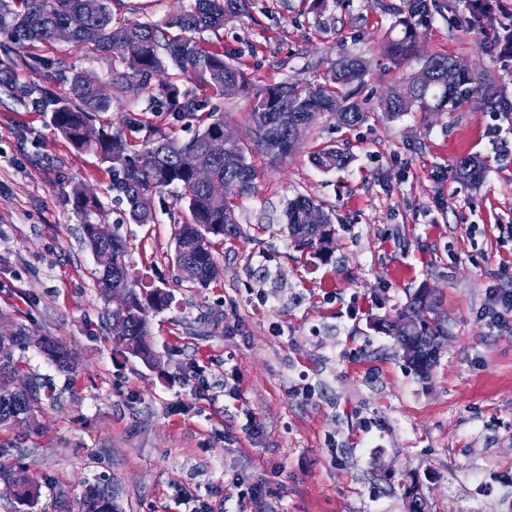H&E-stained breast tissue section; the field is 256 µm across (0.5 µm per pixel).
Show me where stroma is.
I'll return each instance as SVG.
<instances>
[{"mask_svg": "<svg viewBox=\"0 0 512 512\" xmlns=\"http://www.w3.org/2000/svg\"><path fill=\"white\" fill-rule=\"evenodd\" d=\"M435 0L417 17L419 44L484 75L512 102V0H492L483 30ZM191 0H113L114 14L159 22ZM252 0L247 14L204 32L255 88L319 80L329 61L366 63L355 128L327 114L287 157L250 149L252 194L236 199L237 238L217 249L209 287L174 265L171 190L158 219L135 224L98 156L80 152L51 115L0 94V311L57 337L81 358L72 375L28 353L58 401L37 429L0 428L1 456L42 484L37 512H60L111 481L124 512H179L183 494L226 500L236 480L261 486L266 512H407L416 488L429 512H512V328L490 322L488 289H512V118L463 95L455 109L387 117L382 98L420 70L385 56L383 40L408 0ZM345 149L343 169L311 154ZM488 164L480 187L463 183L458 158ZM98 197L131 259L171 306L151 314L160 366L112 344L72 189ZM311 197L334 228L324 255L298 251L280 218ZM433 288L448 318V345L428 378L403 360L373 321Z\"/></svg>", "mask_w": 512, "mask_h": 512, "instance_id": "obj_1", "label": "stroma"}]
</instances>
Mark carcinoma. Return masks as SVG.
I'll return each mask as SVG.
<instances>
[{
    "label": "carcinoma",
    "mask_w": 512,
    "mask_h": 512,
    "mask_svg": "<svg viewBox=\"0 0 512 512\" xmlns=\"http://www.w3.org/2000/svg\"><path fill=\"white\" fill-rule=\"evenodd\" d=\"M406 16H400L387 37L386 53L400 62L412 57L423 59V70L395 86L380 102L389 117H397L417 107L438 112L454 106L462 91H479L484 78L461 59L420 53L415 15L428 10L427 0ZM468 15L466 23L481 30L485 13L474 9L472 0H462ZM112 0H0V90L21 103L31 102L51 112L57 131L79 152L93 151L112 171V188L121 193L136 224L155 222L154 194L164 188H178L180 212L174 264L180 279L200 287L208 286L218 274L214 246L234 238L236 222L234 195L253 189L255 172L247 160L248 148L242 140L224 147V153L212 154L209 143L224 135V113L191 89L181 85L190 79L226 95L231 85L235 93L248 90L247 74L225 58L219 49H208L196 35L216 31L243 15L250 0H194L193 6L169 16L159 24L127 19L119 24L124 41L112 40L114 17ZM72 43L95 54L107 64L106 77L91 69H78L64 59L43 60L29 52L41 45ZM42 67L58 78L69 92L47 97L43 89L19 80L18 66ZM365 62L342 56L331 62L323 81L317 83L283 82L256 92L248 115V135L252 144L274 159L292 152V143L303 139L308 129L325 113H333L340 124L355 127L367 120V112L355 100ZM158 73L168 80L152 83ZM108 84L124 95L143 97L153 104L165 105V122L157 123L138 114H128L116 126H100L98 138L88 141L85 127L95 124L99 115L111 110L112 96L99 93ZM196 119L202 128L192 138L182 141L172 135L171 127ZM325 170L341 168L346 152L322 149L312 157ZM460 178L476 186L485 179L483 162L476 157H462L455 163ZM73 204L82 219L87 246L92 251H112L113 262L96 275L97 294L107 309L110 334L118 351L140 359L146 365L156 362L150 336V321L143 315L144 305L157 310L167 308L171 294L147 276L136 272L130 249L119 230L102 216L97 198L87 189H73ZM321 217L316 230L305 227L307 213ZM290 240L299 250L319 249L331 237V218L312 198L298 196L287 202L283 213ZM115 289L129 294L130 306L121 313L112 312L111 296ZM416 320L408 337L397 340L399 348L411 344L419 350L410 362L415 372L426 378L437 362L432 343L437 336L448 335L445 317L438 299L428 302L424 295L413 294L394 316V321ZM0 426L30 428L38 424L45 402L55 404L52 379L36 376L37 387L27 394L17 392L8 382L11 375L23 374V354L32 349L42 353L55 369L69 375L77 368L72 350L53 336H39L27 324L0 313ZM0 478L18 487L16 500L32 509L41 496V484L17 465L0 461ZM62 512H120L112 485L88 482L71 503L62 502Z\"/></svg>",
    "instance_id": "1"
}]
</instances>
